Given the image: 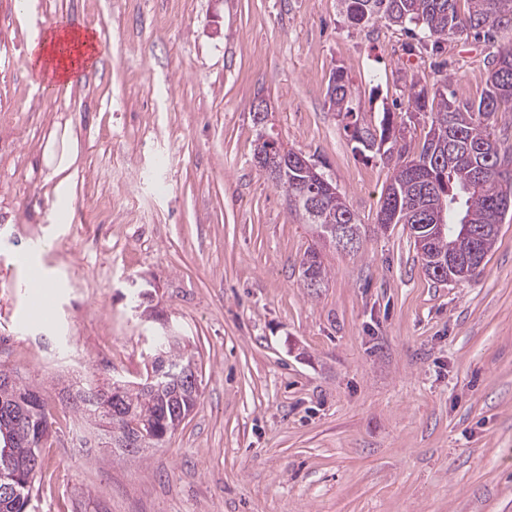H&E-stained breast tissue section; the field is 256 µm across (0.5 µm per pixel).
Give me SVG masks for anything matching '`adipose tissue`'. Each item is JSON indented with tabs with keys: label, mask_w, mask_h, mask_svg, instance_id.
<instances>
[{
	"label": "adipose tissue",
	"mask_w": 512,
	"mask_h": 512,
	"mask_svg": "<svg viewBox=\"0 0 512 512\" xmlns=\"http://www.w3.org/2000/svg\"><path fill=\"white\" fill-rule=\"evenodd\" d=\"M39 54L34 63L58 85L73 88L77 77L97 52L94 35L88 28L49 26L35 30Z\"/></svg>",
	"instance_id": "adipose-tissue-1"
}]
</instances>
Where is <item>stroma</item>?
<instances>
[{"mask_svg": "<svg viewBox=\"0 0 512 512\" xmlns=\"http://www.w3.org/2000/svg\"><path fill=\"white\" fill-rule=\"evenodd\" d=\"M91 28L101 65L38 92L32 21L0 0V365L55 408L31 512H512V219L478 277L436 282L406 225L380 230L395 161L360 155L329 106L343 70L369 126L416 151L411 84L479 100L512 44L422 48L338 0H37ZM265 99L281 140L332 178L362 246L321 245L253 163ZM79 154L60 199L47 152ZM327 276L306 287L304 254ZM39 251L54 317L31 309ZM167 323L200 397L163 445L114 453L65 407L82 383L138 380ZM65 351L76 370L57 364Z\"/></svg>", "mask_w": 512, "mask_h": 512, "instance_id": "35a3bbf8", "label": "stroma"}]
</instances>
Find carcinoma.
<instances>
[{"label": "carcinoma", "mask_w": 512, "mask_h": 512, "mask_svg": "<svg viewBox=\"0 0 512 512\" xmlns=\"http://www.w3.org/2000/svg\"><path fill=\"white\" fill-rule=\"evenodd\" d=\"M458 0H340L341 11L354 26L383 20L402 29L420 30L436 48L440 39L456 34L491 35L493 30L512 26V0H467L468 11L459 12ZM336 86L329 102L342 117L343 129L350 140L365 150L393 153L397 136L388 118L379 127L364 123L361 113L348 100V86L343 73L334 75ZM451 80L443 75L437 88L411 87L409 107L430 117L429 130L418 152L409 156L400 149L395 173L387 186L380 210L398 214L399 224H424V215L440 208L448 218L444 233L431 234L429 249L420 255L429 275L439 282H461L459 271L449 267L442 274L430 269L432 257L448 254V243L458 240L464 218L480 231L478 238L460 244L462 252L473 250L486 259L495 245L501 225L512 206L502 207L504 170L501 162L512 159V145L493 139L488 128L501 112H512V46L502 47L488 60L486 89L472 103L457 101L450 91ZM288 196V209L304 224H315L316 233H325L326 220L314 222L304 203L324 196V206L334 213L335 223L360 229L355 214L339 192L324 194L301 166L288 168L285 174L272 177ZM303 273L323 283L326 269L316 250L302 259ZM151 347H159L169 363H189L193 354L179 336L162 333L152 337ZM187 389L181 380L169 379L163 390L143 375L131 387L118 391L107 389L95 394L92 387L78 389L66 404L90 419H107L112 439L132 436L146 440V447L163 443L172 435L168 431L173 415L180 408L195 407L197 399L186 400ZM52 407L39 390L14 382L0 388V512H30L29 505L35 480L42 468L40 448L52 434Z\"/></svg>", "instance_id": "obj_1"}]
</instances>
